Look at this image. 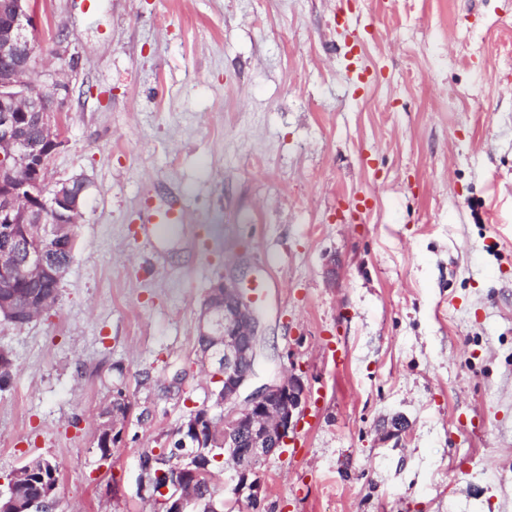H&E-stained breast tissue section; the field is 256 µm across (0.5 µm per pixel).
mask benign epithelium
Here are the masks:
<instances>
[{"instance_id": "obj_1", "label": "benign epithelium", "mask_w": 512, "mask_h": 512, "mask_svg": "<svg viewBox=\"0 0 512 512\" xmlns=\"http://www.w3.org/2000/svg\"><path fill=\"white\" fill-rule=\"evenodd\" d=\"M36 23L33 0H0V238L24 246L0 248V288L48 284L54 291L25 306V321L52 310L58 301L60 274L54 257L72 252L75 224L87 182L81 177L46 179L52 155L63 145L55 116L69 105L70 89L52 80L37 87L29 79L35 48L29 29ZM198 335L209 340L200 356L212 380L224 383L219 402L241 396L257 377L261 322L252 301L223 279L208 289L198 319ZM309 391L300 375L273 379L247 395L241 415H224L214 427L207 412L193 411L178 430L179 438L164 456L142 461L141 488L160 512H217L214 501L180 492L185 477H198L214 461L231 463L238 499L260 502L262 483L253 463L270 456L291 440ZM100 433L121 439L120 419L112 407L99 411ZM54 489L42 491L25 505L11 500L3 506L26 512H51Z\"/></svg>"}]
</instances>
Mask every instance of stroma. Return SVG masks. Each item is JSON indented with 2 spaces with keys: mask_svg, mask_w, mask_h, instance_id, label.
I'll return each mask as SVG.
<instances>
[{
  "mask_svg": "<svg viewBox=\"0 0 512 512\" xmlns=\"http://www.w3.org/2000/svg\"><path fill=\"white\" fill-rule=\"evenodd\" d=\"M35 11L30 79L70 87L47 180L88 189L55 309L0 317V491L40 457L56 512H151L143 452L213 404L197 324L225 279L264 292L269 377L310 390L258 507L235 512H512V0ZM147 196L184 222L146 248Z\"/></svg>",
  "mask_w": 512,
  "mask_h": 512,
  "instance_id": "obj_1",
  "label": "stroma"
}]
</instances>
